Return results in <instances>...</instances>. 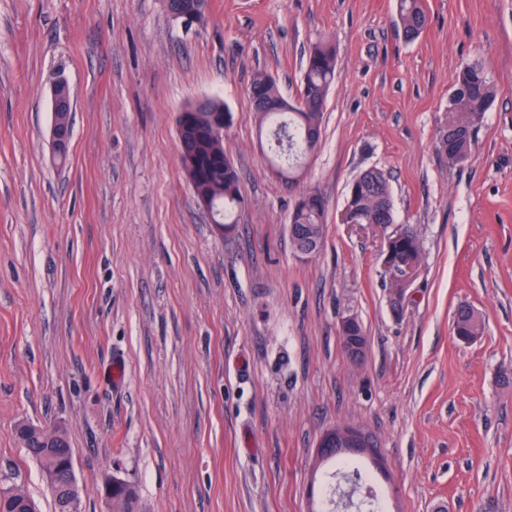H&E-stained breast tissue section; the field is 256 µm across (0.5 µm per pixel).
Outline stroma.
Listing matches in <instances>:
<instances>
[{
    "label": "stroma",
    "mask_w": 512,
    "mask_h": 512,
    "mask_svg": "<svg viewBox=\"0 0 512 512\" xmlns=\"http://www.w3.org/2000/svg\"><path fill=\"white\" fill-rule=\"evenodd\" d=\"M425 5L408 42L395 0H209L192 27L166 0H0V485L53 512L17 437L30 423L66 431L81 512H108L114 478L144 512H308L319 439L348 425L389 468L386 512H512V0ZM324 36L340 67L305 183L327 212L303 257L248 91L262 71L295 98ZM475 62L498 93L451 165L435 137L454 72ZM203 98L232 118L246 203L227 236L179 161L176 117ZM372 166L421 245L403 281L384 265L389 227L339 221ZM461 305L484 320L470 342L453 329ZM346 315L367 333L359 365ZM51 103L54 110L51 125V140L54 152L59 157L65 155L70 141V116L72 97L70 86L65 78H59L52 87ZM359 330V322L353 315L341 318L338 333L347 355L355 360L362 358L366 349V333Z\"/></svg>",
    "instance_id": "35a3bbf8"
}]
</instances>
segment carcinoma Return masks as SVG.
Segmentation results:
<instances>
[{
  "label": "carcinoma",
  "instance_id": "obj_1",
  "mask_svg": "<svg viewBox=\"0 0 512 512\" xmlns=\"http://www.w3.org/2000/svg\"><path fill=\"white\" fill-rule=\"evenodd\" d=\"M428 23L424 0H396V25L405 41L417 39ZM337 67L336 47L325 38L310 48L297 89V104L291 109L282 107L285 97L273 77L259 72L249 88L259 127L270 130L277 147L271 166L277 169L283 183L292 184V189L297 191L290 216L291 223L301 229L299 242L294 244L297 250L310 245L318 251L322 246L326 203L315 189L303 186L306 163L318 148V145L307 142L306 132L321 128L324 105ZM496 94V85L484 65L472 63L455 72L446 112L448 117L457 119L461 132L450 136L448 124H442L435 140L438 153L445 158L471 155L474 127L490 108ZM183 113L178 120L185 121L191 131L186 149L192 162L180 160L182 172L196 200L210 208L213 223L223 227L224 232H231L237 224L236 213L245 200L238 172L224 153V131L216 125L218 116L225 113L224 103L218 99H205L187 105ZM345 207L370 224L396 223L389 179L376 167L360 171L351 180ZM454 329L460 336L480 333L482 319L473 309L462 306L454 315ZM27 429L30 433L27 451L40 463L44 479L55 485L61 484L57 460L73 455L66 433L61 431L47 442L38 437V427L29 425ZM119 484L120 488L112 496V512H139L131 484L125 480Z\"/></svg>",
  "mask_w": 512,
  "mask_h": 512
}]
</instances>
